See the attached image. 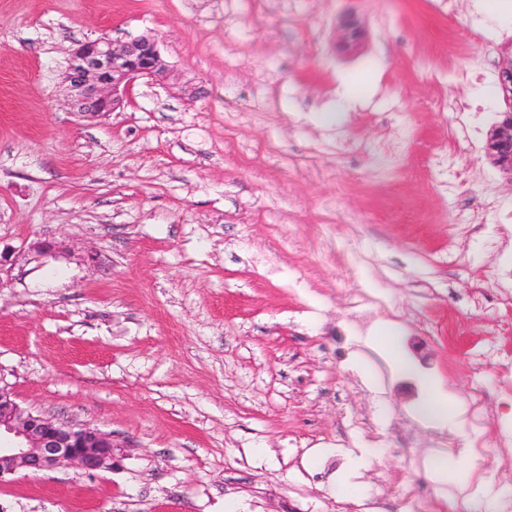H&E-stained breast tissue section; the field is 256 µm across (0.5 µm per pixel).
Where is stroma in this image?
I'll use <instances>...</instances> for the list:
<instances>
[{
    "label": "stroma",
    "instance_id": "1",
    "mask_svg": "<svg viewBox=\"0 0 512 512\" xmlns=\"http://www.w3.org/2000/svg\"><path fill=\"white\" fill-rule=\"evenodd\" d=\"M146 32L166 79L71 112L70 49ZM509 57L491 0H0V378L114 444L108 469L13 475L0 512L512 496L492 454L512 392L470 362L512 356L483 279L512 268V181L486 155ZM433 387L453 424L422 417Z\"/></svg>",
    "mask_w": 512,
    "mask_h": 512
}]
</instances>
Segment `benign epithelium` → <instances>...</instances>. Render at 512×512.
<instances>
[{"label": "benign epithelium", "mask_w": 512, "mask_h": 512, "mask_svg": "<svg viewBox=\"0 0 512 512\" xmlns=\"http://www.w3.org/2000/svg\"><path fill=\"white\" fill-rule=\"evenodd\" d=\"M165 76L159 41L145 33L124 41L106 35L85 40L68 58L63 81L71 111L99 115L121 108L127 90L138 79L152 82ZM497 148L512 159V113L494 127ZM0 484L20 470L49 471L75 467L85 472L112 468V438L97 429L61 422L23 409L12 387L0 378Z\"/></svg>", "instance_id": "obj_1"}]
</instances>
